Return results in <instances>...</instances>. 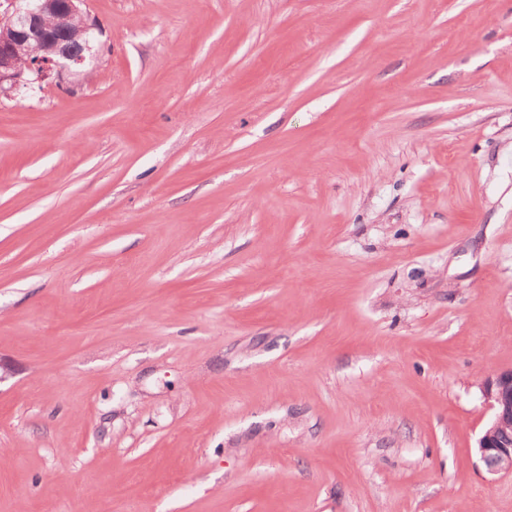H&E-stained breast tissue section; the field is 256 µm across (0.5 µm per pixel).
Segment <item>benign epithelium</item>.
Here are the masks:
<instances>
[{
	"mask_svg": "<svg viewBox=\"0 0 512 512\" xmlns=\"http://www.w3.org/2000/svg\"><path fill=\"white\" fill-rule=\"evenodd\" d=\"M86 0H0V94L55 76H79L88 67L96 42V24L84 9ZM81 22L84 50L75 52L56 33ZM492 417L477 442L490 475L512 472V369L482 383Z\"/></svg>",
	"mask_w": 512,
	"mask_h": 512,
	"instance_id": "benign-epithelium-1",
	"label": "benign epithelium"
}]
</instances>
